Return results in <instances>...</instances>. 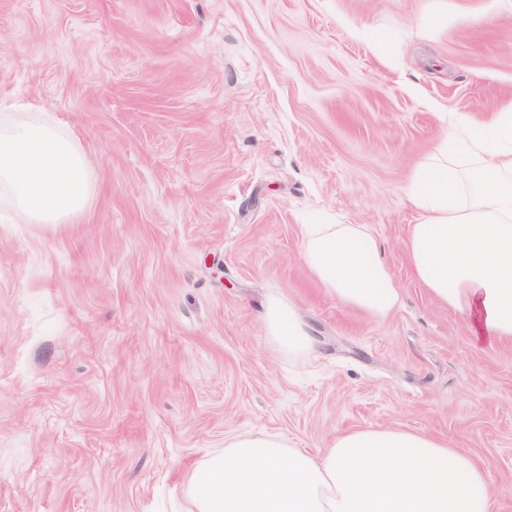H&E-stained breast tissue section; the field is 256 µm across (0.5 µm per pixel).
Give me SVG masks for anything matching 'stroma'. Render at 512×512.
<instances>
[{"instance_id":"35a3bbf8","label":"stroma","mask_w":512,"mask_h":512,"mask_svg":"<svg viewBox=\"0 0 512 512\" xmlns=\"http://www.w3.org/2000/svg\"><path fill=\"white\" fill-rule=\"evenodd\" d=\"M30 101L94 189L58 226L0 194V512H185L225 436L378 426L466 450L512 512V343L416 280L403 194L452 116L512 109V0H0V114ZM307 224L369 225L400 309L328 294ZM273 297L315 357L272 345Z\"/></svg>"}]
</instances>
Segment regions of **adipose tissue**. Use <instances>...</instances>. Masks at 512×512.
<instances>
[{"label": "adipose tissue", "mask_w": 512, "mask_h": 512, "mask_svg": "<svg viewBox=\"0 0 512 512\" xmlns=\"http://www.w3.org/2000/svg\"><path fill=\"white\" fill-rule=\"evenodd\" d=\"M406 185L418 211L407 253L418 281L461 313L477 346L512 341V113L491 127L462 113ZM0 189L24 224H71L92 191L75 137L27 113L0 118ZM308 272L342 305L383 319L400 295L365 224H313L301 243ZM266 333L282 353L316 345L290 305L273 301ZM188 512H493V483L447 439L401 428L337 435L312 455L279 434L232 435L186 480Z\"/></svg>", "instance_id": "adipose-tissue-1"}]
</instances>
